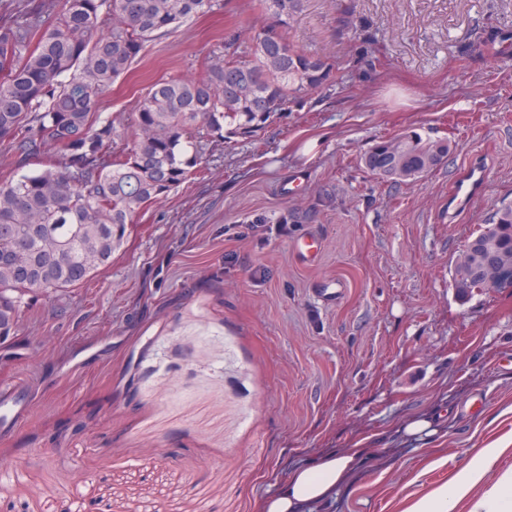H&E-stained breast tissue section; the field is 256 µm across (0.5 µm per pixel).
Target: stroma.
Instances as JSON below:
<instances>
[{
	"instance_id": "1",
	"label": "stroma",
	"mask_w": 512,
	"mask_h": 512,
	"mask_svg": "<svg viewBox=\"0 0 512 512\" xmlns=\"http://www.w3.org/2000/svg\"><path fill=\"white\" fill-rule=\"evenodd\" d=\"M219 3L152 43L99 113L125 129L149 84L262 23L255 0ZM289 36L339 84L209 143L110 265L25 297L0 342V386L33 392L0 434V512H257L293 465L343 448L376 454L318 512H403L512 433V288L454 284L472 232L512 202V0H305ZM410 130L450 144L431 173L363 166ZM473 158L486 190L449 220ZM426 414L435 437L407 436Z\"/></svg>"
}]
</instances>
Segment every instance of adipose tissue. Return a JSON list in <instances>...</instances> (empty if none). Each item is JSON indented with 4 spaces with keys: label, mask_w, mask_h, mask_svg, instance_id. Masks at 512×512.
Masks as SVG:
<instances>
[{
    "label": "adipose tissue",
    "mask_w": 512,
    "mask_h": 512,
    "mask_svg": "<svg viewBox=\"0 0 512 512\" xmlns=\"http://www.w3.org/2000/svg\"><path fill=\"white\" fill-rule=\"evenodd\" d=\"M512 441L500 439L481 448L469 466L453 475L445 484L415 499L405 512H455L461 499H469V512H512V472L495 482H488L489 467ZM370 451L346 448L323 453L312 461L295 466L274 492L259 503V512H311L312 508L330 500L347 484L363 464ZM488 489L478 497L471 490L481 482Z\"/></svg>",
    "instance_id": "ef3b65f1"
}]
</instances>
